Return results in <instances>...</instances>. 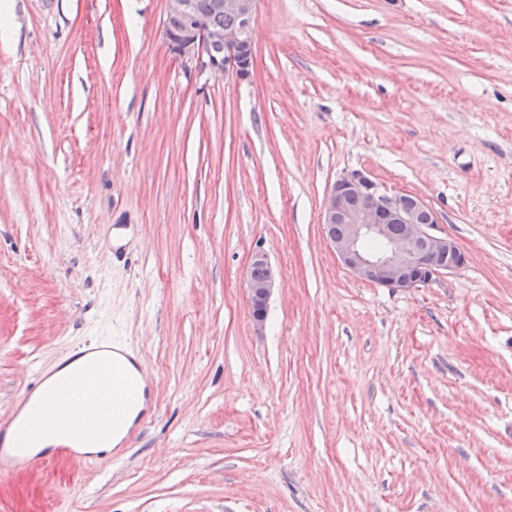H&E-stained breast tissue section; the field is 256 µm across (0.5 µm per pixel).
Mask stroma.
<instances>
[{
    "label": "stroma",
    "instance_id": "obj_1",
    "mask_svg": "<svg viewBox=\"0 0 512 512\" xmlns=\"http://www.w3.org/2000/svg\"><path fill=\"white\" fill-rule=\"evenodd\" d=\"M166 9L14 0L0 420L104 337L157 409L124 460L0 480V512H512V0H260L253 73L220 83L171 57ZM356 169L466 265L357 280L321 224ZM253 264L263 265L266 271L261 266H254L250 270V275L254 280L247 277L246 281L253 321L255 325L262 326L269 298L277 285V272L262 252H255L252 255L250 267ZM79 355H97L96 360H110L112 367H123L129 363L140 373L141 381L145 387L144 394L149 390V382L145 371L142 369L141 356L125 343L103 341L93 346H83L78 350Z\"/></svg>",
    "mask_w": 512,
    "mask_h": 512
}]
</instances>
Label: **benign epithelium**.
I'll use <instances>...</instances> for the list:
<instances>
[{
	"label": "benign epithelium",
	"instance_id": "benign-epithelium-1",
	"mask_svg": "<svg viewBox=\"0 0 512 512\" xmlns=\"http://www.w3.org/2000/svg\"><path fill=\"white\" fill-rule=\"evenodd\" d=\"M260 0H213L212 9L234 15L239 24L221 27L195 0H167V14L177 15L182 27L164 32L171 56L183 63L197 62L216 82L250 77L254 63V29ZM355 197L359 207L348 199ZM323 233L336 257L356 278L392 291H408L434 281L444 273L463 267L465 253L448 236L437 233L436 212L417 196L391 192L362 171L349 172L326 195L321 214ZM346 225L338 236L333 227ZM401 225L393 234L390 225ZM251 263L265 268V276L247 279L252 318L260 326L270 296L277 285V272L262 252Z\"/></svg>",
	"mask_w": 512,
	"mask_h": 512
}]
</instances>
